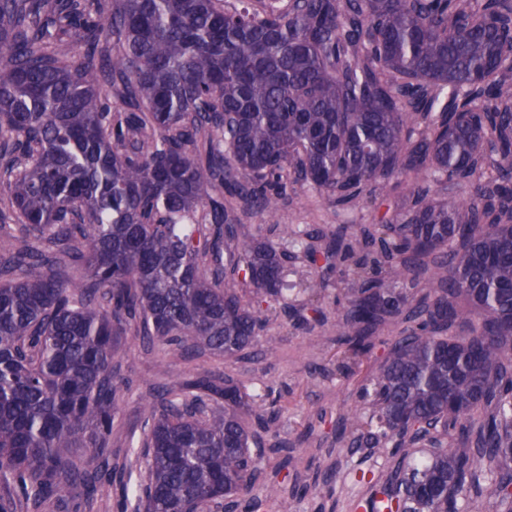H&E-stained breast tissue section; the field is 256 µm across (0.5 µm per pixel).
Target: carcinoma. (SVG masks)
Masks as SVG:
<instances>
[{
	"label": "carcinoma",
	"instance_id": "carcinoma-1",
	"mask_svg": "<svg viewBox=\"0 0 512 512\" xmlns=\"http://www.w3.org/2000/svg\"><path fill=\"white\" fill-rule=\"evenodd\" d=\"M511 35L512 0H0V512L109 495L74 449L109 453L118 337L231 355L283 296L290 253L241 237L215 185L272 218L290 178L354 205L399 176L402 222L327 250L357 277L336 330L352 352L410 323L351 447L396 440L401 512H512V83L495 78ZM431 170L475 199H436ZM243 415L228 376L161 390L145 496L118 512H255Z\"/></svg>",
	"mask_w": 512,
	"mask_h": 512
}]
</instances>
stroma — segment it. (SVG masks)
<instances>
[{
    "mask_svg": "<svg viewBox=\"0 0 512 512\" xmlns=\"http://www.w3.org/2000/svg\"><path fill=\"white\" fill-rule=\"evenodd\" d=\"M287 193L288 204L275 220L255 210L238 214L249 235L269 236L279 223L352 236L402 215L398 195L386 183L369 188L368 201L350 208L337 207L301 181L289 182ZM285 275L289 289L283 300L265 303V328L237 354L176 359L163 342L147 345L125 337L113 358L128 384L112 428L113 458L143 471L145 450L142 443H130L129 432L140 429L157 390L177 389L191 371L224 374L238 385L246 409L276 417L277 434L265 440L251 490L259 512H356V503L368 499L372 484L387 478L397 459L388 447H351L348 416L368 418L371 401L362 390L405 325L381 327L371 352L351 357L336 341V323L354 281L348 264L332 258L312 267L292 259Z\"/></svg>",
    "mask_w": 512,
    "mask_h": 512,
    "instance_id": "1",
    "label": "stroma"
}]
</instances>
